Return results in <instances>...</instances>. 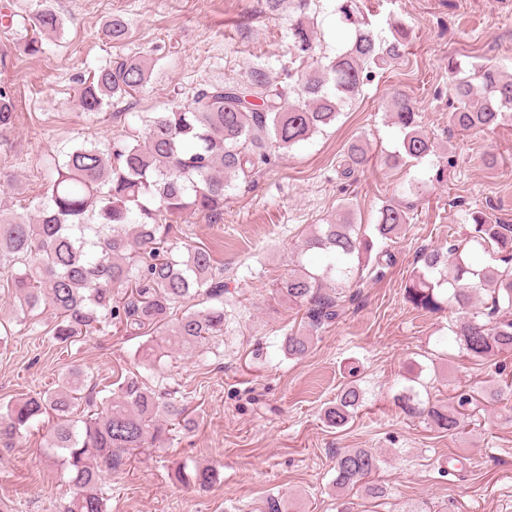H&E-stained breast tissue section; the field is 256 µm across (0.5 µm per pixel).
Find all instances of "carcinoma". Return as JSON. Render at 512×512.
I'll return each instance as SVG.
<instances>
[{
  "mask_svg": "<svg viewBox=\"0 0 512 512\" xmlns=\"http://www.w3.org/2000/svg\"><path fill=\"white\" fill-rule=\"evenodd\" d=\"M272 15L288 12V39L293 57L305 66L288 69L287 79L273 75L266 63L252 66L241 79L202 84L185 104L155 112L146 120L145 136L113 144L106 153L84 141L53 161L48 188L37 219L0 207V272L15 290L21 311L43 305L56 315L53 339L68 345L75 338L116 326L144 336L155 332L136 351L144 362L159 359L156 348L190 355L224 336V279L216 273L207 247H180L159 236L162 225L185 212L210 217L224 211L233 180H248L273 157L309 140L336 121L340 106L356 98L373 78V70L399 63L408 48V31L396 24L392 38L374 32L358 19L357 0L334 5V12L354 27L347 46L334 56L317 51L315 17L321 0H265ZM33 36L25 50L42 52L41 35L62 28L51 7L28 18ZM105 35L113 43L128 36V23L115 14ZM456 106L450 123L461 132L497 126L512 109V77L493 66L480 67L477 81L459 76L448 66ZM151 63L142 56L119 57L80 81L81 107L92 113L114 99L142 91L150 81ZM393 123L404 133L400 149L387 155L386 165L398 168L436 153L435 142L418 129L415 101L404 91L390 98ZM15 101L0 88V137L13 127ZM368 161V144L355 140L344 153L345 174ZM408 209L391 201L378 211L374 235L393 240L406 230ZM469 241L501 255L506 267L481 269L466 263L459 244L448 252L421 253L424 270L405 284V300L413 308L436 313L452 302L457 316L450 330L459 350L483 361L512 352V225L489 224L472 213ZM353 223L343 208L336 219L319 224L303 242L304 250L321 251L327 263L320 274L300 267L277 282L274 294L304 308L310 328L332 323L343 310L337 292L323 282L346 278L352 262L366 267L373 240ZM199 308H192V304ZM312 337L299 331L284 334L282 347L295 359L307 355ZM79 367L68 370L53 389L28 394L0 409V444H8L35 420L52 416L46 445L61 452L68 481L77 493L62 512H106L104 474L125 470L135 451L168 439L170 428L189 427V407L167 392L153 389L133 374L103 396L90 389ZM354 380L324 411L332 428L349 423L364 402ZM455 406L424 401L413 386L396 398L401 412L421 418L434 430L452 437L463 427L464 412L477 406L474 392L460 389ZM95 412L80 419L81 405ZM382 456L371 448L336 453V487L356 489L372 499L386 488L370 481ZM175 479L206 486L216 474L180 468Z\"/></svg>",
  "mask_w": 512,
  "mask_h": 512,
  "instance_id": "cac0c4a2",
  "label": "carcinoma"
}]
</instances>
